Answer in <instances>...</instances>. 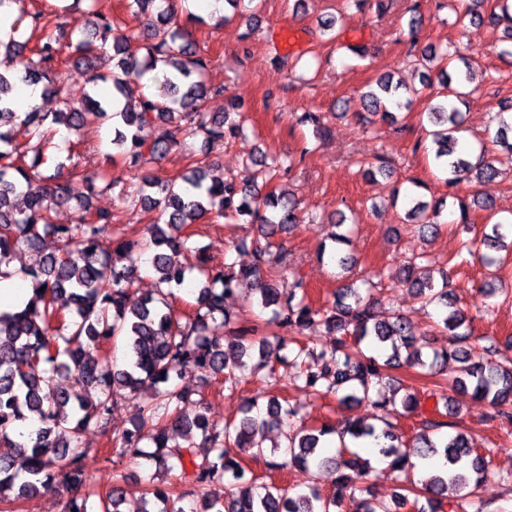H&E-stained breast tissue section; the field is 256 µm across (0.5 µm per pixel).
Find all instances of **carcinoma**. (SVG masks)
I'll use <instances>...</instances> for the list:
<instances>
[{"mask_svg": "<svg viewBox=\"0 0 512 512\" xmlns=\"http://www.w3.org/2000/svg\"><path fill=\"white\" fill-rule=\"evenodd\" d=\"M485 0H472L464 16L476 29L484 25L504 26L512 43V3L496 0L486 15ZM127 8L144 14L153 8L161 25L152 26L143 46V57L129 52L130 37L117 20L91 8L81 12L71 29L54 22L56 11L38 8L29 18L11 24L8 39H0L13 54L15 70L8 78L0 72V278L10 275L13 258L24 251L42 254L37 267L25 272L35 285L33 296L23 308L0 312V512H21L20 501L57 490L66 494L64 512H122L128 475L112 474L111 484L99 497L97 507L89 505L93 493L86 490V459L89 449L81 446V435L96 428L121 457L139 460L155 475L141 487L143 512H185L181 499L170 497L168 489L155 482L156 476L184 466L195 447L207 449L201 460H191L192 473L186 476V496L194 502L192 512H335L346 494L363 491V480L370 460L341 442L337 457L317 454L325 435H348L355 440L372 437L383 440L378 454L406 474L402 492L395 495L398 506L409 503V496L426 498L430 512H438L441 496L448 488L465 486L466 473L476 475L475 483L487 476L486 455L474 448L464 434H445V422L427 421L411 440H406L393 417L415 413L420 405L418 392L404 388L397 392L375 390L388 371L405 365L419 368L432 379L431 395L448 407L447 389L472 392L496 409L504 428L512 427V367L487 361L472 363L473 329L463 309L455 304L450 289L451 271L426 259L419 269L417 259L402 264L400 283L415 290L425 304L440 306L443 332L449 346L431 354L414 337L406 317L395 314L379 321L372 312L376 283L365 280L367 295L348 283L337 289L332 305L313 306L307 300L306 285L300 278L288 280V268L275 277L266 275L265 265L271 248L281 249L274 236L294 230L298 200L290 189L268 188L293 169L294 159L253 158L239 175L224 180H207L204 168L195 166L178 177L163 180L147 169V164L166 157L184 145L189 137L202 136L210 149L244 132L245 116L230 119V112L209 111V103L224 94V88L211 85L206 72L211 59L193 38L189 26L174 20V9L156 0H127ZM37 34L33 46L17 39L25 28ZM112 42L111 63L98 62L95 42ZM78 55L94 74L90 83L111 82L115 101H124L121 110L102 103L91 95L78 103L63 93L59 81L61 55L67 50ZM163 65L162 84L171 98L161 101L139 86L145 70ZM438 69L442 99L425 112L434 129L428 131L434 145V158L447 174L448 186L466 182L484 183L502 174L512 164V123L504 113L512 112V100L504 102L496 114L495 142L503 154L491 155L479 149L476 161L458 151L459 134L465 131L461 107L475 92L472 64L462 55L436 48L421 52L420 65ZM40 84L45 97L53 96L59 108L49 114L34 108L14 110L9 93L18 83ZM430 74H422V88L434 84ZM420 90L410 88L394 76H381L376 87L363 93L368 112L366 121L398 125L397 112L408 109ZM93 110L112 119V145L120 151L123 165L141 173L136 204L156 213L147 226V237L118 233L114 215L91 203L94 193L112 189L116 180L101 166L87 171V156L67 157L52 174L45 173L52 126L62 125L74 133L84 128L85 111ZM159 123L162 134L153 142L143 141L138 131L147 124ZM24 137V149L16 135ZM68 176H59L63 167ZM23 197L24 206L15 207L11 198ZM457 203L459 223H470L472 208L488 212L490 232L481 243L491 250L505 246L512 238V216L497 217L493 201L472 195L467 201L450 195ZM77 201L78 214L72 224L53 220L60 204ZM446 200L435 204L418 198L410 200L407 223L420 233L435 235ZM247 215L258 225V236L251 241L252 264L232 270L210 267L203 249L191 246V224L205 218L233 221ZM57 248L45 251L47 239ZM150 252V266L156 275L155 292L129 302L128 293L138 278L137 260ZM197 269L198 286L193 292L192 312L181 315L168 300V289L187 282V273ZM243 280L253 284L255 301L270 310L263 322L239 321L224 309V297ZM323 325L336 343L314 352L297 344L294 334ZM292 333L286 338L284 334ZM460 364L457 374L447 378L448 363ZM268 367L283 370L293 383L316 398L338 395L342 404L368 401L378 411L381 427L357 421L339 428L323 425L309 429L297 420L299 410L288 401L258 396L242 409L238 421L219 427L202 412L190 417L188 404H203L202 391L181 384L187 375L224 377L228 388L240 377ZM92 389V397L72 393L59 385L60 379ZM151 393L139 408L131 429H112V413L119 401L136 396L145 388ZM281 431L284 442L271 449L259 445L255 436ZM147 440L153 451L140 447ZM246 450L254 457L277 454L280 460L267 462L273 470L309 469L332 466L339 470L332 493L323 495L310 488L291 495L273 483L247 475L237 459ZM443 454L447 472L423 483L410 473L417 461ZM227 481L231 490L225 497L212 491L217 482Z\"/></svg>", "mask_w": 512, "mask_h": 512, "instance_id": "cac0c4a2", "label": "carcinoma"}]
</instances>
